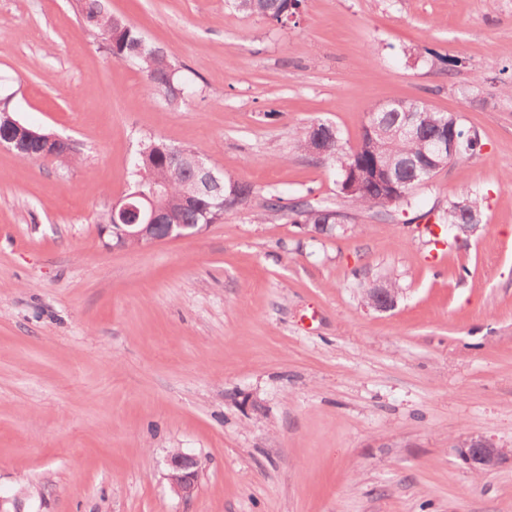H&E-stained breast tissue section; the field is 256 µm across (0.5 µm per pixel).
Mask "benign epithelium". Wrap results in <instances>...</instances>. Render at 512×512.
<instances>
[{"instance_id":"benign-epithelium-1","label":"benign epithelium","mask_w":512,"mask_h":512,"mask_svg":"<svg viewBox=\"0 0 512 512\" xmlns=\"http://www.w3.org/2000/svg\"><path fill=\"white\" fill-rule=\"evenodd\" d=\"M397 106L405 113V117L402 122L392 126L389 133L395 137H415L423 130L424 113L409 101H401ZM32 140L40 143L43 160L54 158L68 147V141L64 138L56 134H40L26 128L18 120L12 121L11 127L0 129V147L13 153L21 150ZM466 142L465 136H459L454 131H445L430 140V147L424 153V159L434 162L438 168L445 167L448 162L463 155ZM192 169L199 194L203 197L220 198L224 190L223 179L197 156L192 161ZM371 179L379 182L395 199L403 197L404 189L396 177L387 175L382 178L374 173ZM161 197L162 191L158 189L149 193L138 190L112 206L114 223L105 225V229L112 230V247H124L130 240H137L142 246L152 245L191 236L203 228L201 224H176L171 221ZM396 302L397 292L393 289H373L372 308L384 311L394 307ZM505 454V449L497 447L484 437H470L465 442V459L477 472L494 469ZM167 465V479L173 492L183 499L193 497L198 489L197 459L191 454L177 450L169 455Z\"/></svg>"}]
</instances>
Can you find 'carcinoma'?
I'll return each mask as SVG.
<instances>
[{
	"mask_svg": "<svg viewBox=\"0 0 512 512\" xmlns=\"http://www.w3.org/2000/svg\"><path fill=\"white\" fill-rule=\"evenodd\" d=\"M79 11L85 24L103 42L112 56L130 57L145 74L151 89L171 102L185 100L189 88L180 81L177 69L159 47L148 43L139 30L124 18L113 14L105 0H78ZM302 0H232L234 8L246 15L270 20L279 24L296 13ZM323 121L317 120L306 126L296 141V149L308 155L315 162L331 163L336 166L339 180H344L353 166L375 168L383 165L396 166L400 163L421 159L426 149L422 138H395L376 134H361L356 146L342 142L340 132L324 137V153L312 152L318 128ZM161 142L148 140L143 144L133 164L132 174L136 187L147 190L152 186L164 188L167 206L177 220L184 224H203L215 221V210L204 213L192 204L197 196V187L190 168L180 160L174 161L160 154ZM253 187L244 182H224V196L231 198V206H242L252 198ZM358 207H377L379 213L389 214L391 206L386 204L379 191L369 187L364 192L348 197ZM267 211L280 213L293 224H308L315 231L328 235L333 232L330 224L331 207L313 205L308 201L288 200L272 195L264 204Z\"/></svg>",
	"mask_w": 512,
	"mask_h": 512,
	"instance_id": "1",
	"label": "carcinoma"
}]
</instances>
